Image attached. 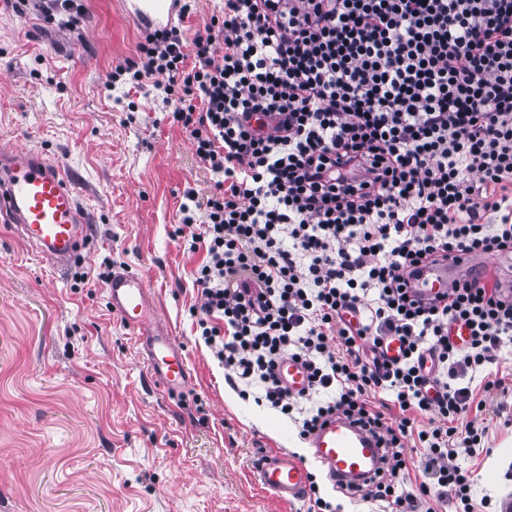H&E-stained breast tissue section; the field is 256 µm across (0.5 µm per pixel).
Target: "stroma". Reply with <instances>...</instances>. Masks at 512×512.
Segmentation results:
<instances>
[{
	"mask_svg": "<svg viewBox=\"0 0 512 512\" xmlns=\"http://www.w3.org/2000/svg\"><path fill=\"white\" fill-rule=\"evenodd\" d=\"M83 5L70 31L0 0V145L63 164L91 242L61 271L0 223V512H308V499L282 504L255 484L267 448L305 462L341 512H389L336 492L295 423L242 398L201 339L191 308L203 255L176 229L181 204L209 196L216 177L170 125L161 91L109 83L142 32L113 0ZM106 261L148 282L186 352V393L155 387L97 278ZM470 386L487 431L459 461L475 512H498L512 493V397H487L478 377Z\"/></svg>",
	"mask_w": 512,
	"mask_h": 512,
	"instance_id": "1",
	"label": "stroma"
}]
</instances>
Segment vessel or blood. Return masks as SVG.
<instances>
[{
    "instance_id": "obj_1",
    "label": "vessel or blood",
    "mask_w": 512,
    "mask_h": 512,
    "mask_svg": "<svg viewBox=\"0 0 512 512\" xmlns=\"http://www.w3.org/2000/svg\"><path fill=\"white\" fill-rule=\"evenodd\" d=\"M118 3L149 31L174 26L180 9V0ZM0 217L53 266L74 263L88 245L87 221L61 163L22 147L0 148ZM457 270L450 262L424 271L413 281L415 294L425 301L435 297L447 288ZM106 293L113 315L137 332L151 378L166 394L185 393L191 374L183 347L170 328L159 324L147 282L119 271L109 279ZM280 372L292 392L307 388V372L301 363L283 359ZM310 448L313 459L326 468L330 479L346 483L374 477L383 463L378 440L343 416L333 417L321 427L311 437ZM253 471L257 485L284 503L301 499L310 484L307 465L285 448L264 453Z\"/></svg>"
}]
</instances>
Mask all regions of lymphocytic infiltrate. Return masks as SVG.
<instances>
[{
	"mask_svg": "<svg viewBox=\"0 0 512 512\" xmlns=\"http://www.w3.org/2000/svg\"><path fill=\"white\" fill-rule=\"evenodd\" d=\"M192 2L108 79L165 76L171 124L219 177L203 205L180 208L205 253V344L286 416L302 398L278 367L302 362L309 395L331 397L300 439L334 414L379 437L385 468L346 493L393 512L429 498L473 512L457 451L486 428L458 380L512 343V288L466 274L425 303L409 281L449 256L512 254V0H224L188 42ZM393 338L397 361L383 353ZM381 391L395 422L373 403ZM423 413L430 426L415 430ZM413 438L425 480L404 493Z\"/></svg>",
	"mask_w": 512,
	"mask_h": 512,
	"instance_id": "f902f5d3",
	"label": "lymphocytic infiltrate"
}]
</instances>
